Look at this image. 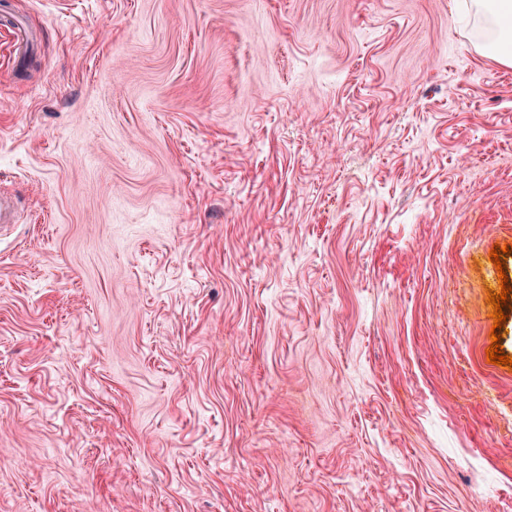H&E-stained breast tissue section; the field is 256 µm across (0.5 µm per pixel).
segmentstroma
<instances>
[{
    "instance_id": "obj_1",
    "label": "stroma",
    "mask_w": 512,
    "mask_h": 512,
    "mask_svg": "<svg viewBox=\"0 0 512 512\" xmlns=\"http://www.w3.org/2000/svg\"><path fill=\"white\" fill-rule=\"evenodd\" d=\"M0 512H506L512 68L454 0H0ZM12 38L13 55L15 59H20L28 50L31 36L28 28L21 23L11 20L7 25Z\"/></svg>"
}]
</instances>
